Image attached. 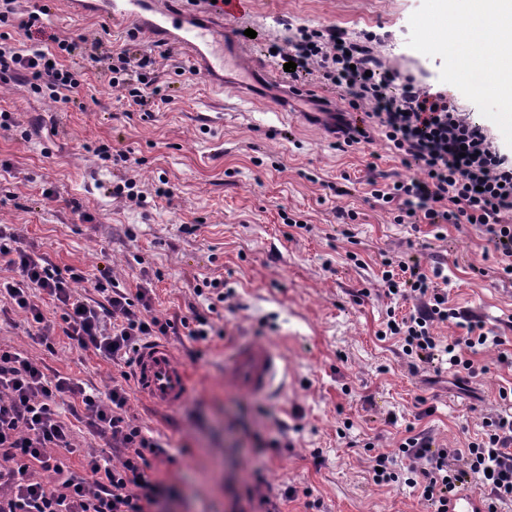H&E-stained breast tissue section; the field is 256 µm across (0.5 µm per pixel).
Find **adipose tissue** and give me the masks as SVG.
<instances>
[{
	"label": "adipose tissue",
	"instance_id": "1",
	"mask_svg": "<svg viewBox=\"0 0 512 512\" xmlns=\"http://www.w3.org/2000/svg\"><path fill=\"white\" fill-rule=\"evenodd\" d=\"M477 10L464 27L472 45L466 66L494 68L493 78L474 86L475 94L503 98L501 119L512 125V0H476Z\"/></svg>",
	"mask_w": 512,
	"mask_h": 512
}]
</instances>
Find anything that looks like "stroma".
Returning <instances> with one entry per match:
<instances>
[{
	"label": "stroma",
	"mask_w": 512,
	"mask_h": 512,
	"mask_svg": "<svg viewBox=\"0 0 512 512\" xmlns=\"http://www.w3.org/2000/svg\"><path fill=\"white\" fill-rule=\"evenodd\" d=\"M443 0H251L232 27L248 55L267 66L251 100L233 83L215 86L195 62L168 47L171 101L151 114L119 100L106 66L76 57L84 84L60 105L0 79V226L20 248L47 254L60 267L110 271L135 292L142 272L152 279V312L161 318L208 313L209 341L168 336L191 378L188 400L175 409L143 399L127 386L128 414L169 445L153 479L170 488L161 512H248L245 489L254 475L277 496L278 512H428L412 489L376 486L372 459L397 456L406 426L430 432L443 448H462L499 409L498 390L512 386V364L497 348L474 357L478 374L465 389L454 371L411 373L396 340L378 337L387 307L380 290L382 254L445 263L448 304L472 310L507 339L512 353V280L479 276L492 266L493 246L472 225L449 227L435 239L428 225L394 223L371 195L372 181L408 170L383 141L368 152L341 151L315 114L337 103L335 90L306 81V99L290 114L274 106L289 80L269 45L292 29L336 26L350 37L377 36L381 62L444 93L470 121L483 125L512 155V129L498 121L501 98L471 91V70L448 64L467 56L466 41L449 45ZM21 11H48V31L107 37L103 18L76 14L70 0H18ZM254 37H246V30ZM128 150V162L106 161L99 146ZM135 183L141 203L115 196ZM356 212L343 222L338 214ZM301 228L288 227V219ZM219 278L231 297L208 312L200 291ZM237 336L277 348L285 363L280 388L249 396L224 383V349ZM83 386L107 393L118 370L63 334L44 343L23 314L0 312V344ZM433 413H426V406ZM397 424H387L389 414ZM66 470L84 475V456L119 458L109 437L74 428ZM294 497H284L285 488Z\"/></svg>",
	"instance_id": "35a3bbf8"
}]
</instances>
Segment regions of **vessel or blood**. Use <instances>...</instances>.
Masks as SVG:
<instances>
[{"mask_svg": "<svg viewBox=\"0 0 512 512\" xmlns=\"http://www.w3.org/2000/svg\"><path fill=\"white\" fill-rule=\"evenodd\" d=\"M110 19L134 23L150 38L180 47L204 72L223 77L225 68L250 75L258 64L243 50L233 31L218 30L210 22L191 18L184 9L171 8L168 0H81ZM135 372L141 396L155 405L178 407L190 393L187 371L179 366L172 349L152 342L136 355ZM284 373L281 354L271 345L251 338L238 339L224 358V381L240 392L263 395L272 391ZM448 512H484L479 492L464 489L448 501Z\"/></svg>", "mask_w": 512, "mask_h": 512, "instance_id": "1", "label": "vessel or blood"}]
</instances>
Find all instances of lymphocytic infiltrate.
<instances>
[{"label":"lymphocytic infiltrate","instance_id":"1","mask_svg":"<svg viewBox=\"0 0 512 512\" xmlns=\"http://www.w3.org/2000/svg\"><path fill=\"white\" fill-rule=\"evenodd\" d=\"M17 28L25 31L29 47H17L12 36ZM374 40L371 34L354 39L334 27L301 26L277 46L275 56L295 63L292 81L316 73L339 92L346 107L334 113L333 126L341 150L366 149L379 137L410 169V176L371 192L395 223L429 225L438 239L448 225H475L493 246L494 274L511 280L512 157L496 149L483 126L461 117L446 95L384 67L371 47ZM78 52L108 60V82L129 104L146 108L169 103L170 73L155 53L136 52L128 45L110 50L100 38L46 33L40 13L22 15L17 0H0V74L15 84L68 103L83 79L64 61ZM393 84L398 87L394 93L389 90ZM0 263L17 273L14 279L0 280V294L25 314L36 336L45 340L58 330L35 301L41 292L60 309L64 336L120 369L119 380L99 397L0 347V512H153L166 488L152 480L149 469L167 451L131 420L125 382L144 340L183 329L194 341H207L213 333L208 318L197 312L171 319L155 316L150 288L131 294L106 272L60 268L46 255L19 248L15 235L3 228ZM382 266L386 297L420 301L401 317L394 310L386 312V332L400 338L412 371H437L446 364L463 380L477 373L473 354L503 345L502 336L449 306L448 293L439 286L443 266L427 268L390 257ZM79 283L93 288L94 297L79 294ZM440 323L455 325L460 335H435ZM499 398L500 411L467 447L440 448L428 432L409 433L399 446L401 463L383 453L374 456V483L418 490L431 512H448L449 496L471 481L486 512H498L512 502V387L500 388ZM65 399L72 415L109 435L120 454L118 464L90 453L84 457L89 478L65 472L58 453L73 452L75 445L69 424L54 409ZM34 464L42 478L30 474Z\"/></svg>","mask_w":512,"mask_h":512}]
</instances>
